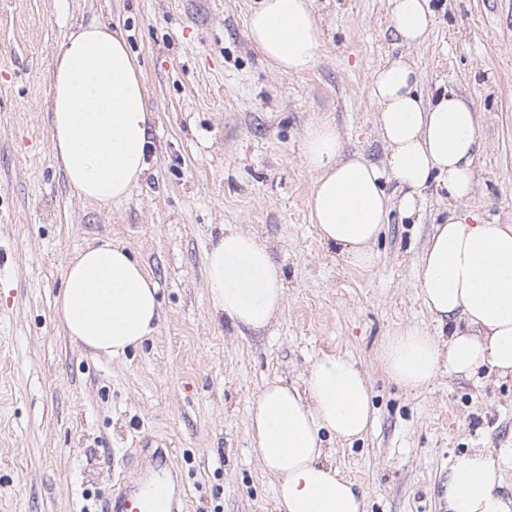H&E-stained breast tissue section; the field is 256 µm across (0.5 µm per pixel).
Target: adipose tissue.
I'll return each instance as SVG.
<instances>
[{"label": "adipose tissue", "instance_id": "1", "mask_svg": "<svg viewBox=\"0 0 512 512\" xmlns=\"http://www.w3.org/2000/svg\"><path fill=\"white\" fill-rule=\"evenodd\" d=\"M401 41L425 40L429 0H388ZM248 38L277 72L302 74L317 61L322 19L313 0H258ZM53 155L70 187L88 201H124L149 167L152 115L141 68L120 31L105 23L72 32L51 72ZM412 63L397 58L370 77L383 164L345 153L335 126L310 124L302 151L315 174L310 219L325 244L369 269L373 246L391 212L419 216L423 193L438 182L459 206L436 224L418 262V293L449 330L438 340L408 326L382 347L386 374L421 391L441 371L470 375L486 367L512 376V224L463 209L481 149L473 102L448 91L424 100ZM399 191L388 194L385 180ZM210 307L236 328L259 330L282 309L285 278L266 247L225 225L205 256ZM56 299L70 340L117 357L153 336L164 312L158 285L125 246L109 239L81 249L68 263ZM374 419L365 373L340 355L309 368L302 387L269 383L248 411L257 455L274 479L281 512H365V495L328 461L325 436L361 438ZM499 465L485 449L454 458L443 484L445 512H512Z\"/></svg>", "mask_w": 512, "mask_h": 512}]
</instances>
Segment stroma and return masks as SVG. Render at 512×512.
Masks as SVG:
<instances>
[{
    "mask_svg": "<svg viewBox=\"0 0 512 512\" xmlns=\"http://www.w3.org/2000/svg\"><path fill=\"white\" fill-rule=\"evenodd\" d=\"M255 0H0V512H99L129 460L169 448L186 512H278L248 427L265 384L302 385L326 355L366 372L375 422L329 460L366 493V512H441L453 456L488 449L512 493V377L440 373L409 392L384 372L383 341L440 329L416 288L433 223L455 203L430 186L420 223L391 214L371 269L323 244L309 219L307 126L332 123L346 151L379 164L385 146L372 72L405 57L421 91L465 95L482 149L467 208L512 224V0H429L418 45L393 30L388 0H314L315 67L269 68L247 37ZM118 24L143 69L150 167L119 204L68 185L52 153L50 75L79 27ZM254 234L285 277L261 330L215 317L205 254L222 226ZM125 245L160 288L158 332L125 355L75 346L54 302L87 244Z\"/></svg>",
    "mask_w": 512,
    "mask_h": 512,
    "instance_id": "stroma-1",
    "label": "stroma"
}]
</instances>
